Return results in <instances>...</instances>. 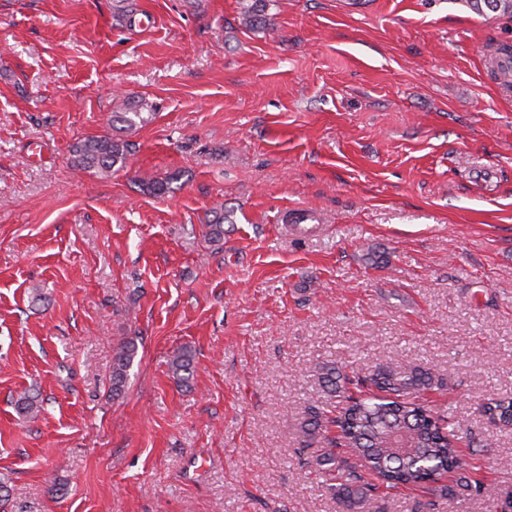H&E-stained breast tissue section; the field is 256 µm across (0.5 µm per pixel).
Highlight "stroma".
Returning a JSON list of instances; mask_svg holds the SVG:
<instances>
[{"instance_id": "35a3bbf8", "label": "stroma", "mask_w": 512, "mask_h": 512, "mask_svg": "<svg viewBox=\"0 0 512 512\" xmlns=\"http://www.w3.org/2000/svg\"><path fill=\"white\" fill-rule=\"evenodd\" d=\"M245 4L0 0V512H341L295 440L327 399L315 366L403 359L448 377L424 399L483 492L383 512H496L512 428L480 405L512 396V90L490 56L512 19L267 0L248 29ZM142 100L125 168L73 164ZM304 212L319 232L291 234ZM136 347L133 342L120 344L113 357L112 392L119 395L123 391L127 379V371L133 361Z\"/></svg>"}]
</instances>
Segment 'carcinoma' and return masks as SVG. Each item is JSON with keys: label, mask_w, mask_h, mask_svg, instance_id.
<instances>
[{"label": "carcinoma", "mask_w": 512, "mask_h": 512, "mask_svg": "<svg viewBox=\"0 0 512 512\" xmlns=\"http://www.w3.org/2000/svg\"><path fill=\"white\" fill-rule=\"evenodd\" d=\"M483 12L512 16V0H466ZM266 0H252L244 8L242 24L266 26ZM146 121L142 113L114 112L110 128L128 131ZM132 144L107 133L80 140L71 149L72 160L83 170L108 175L125 164ZM228 213L215 212L207 225L208 242L224 239ZM136 347L120 344L113 357L112 392L119 395L127 379ZM175 375L192 368L189 352L181 349L170 360ZM324 391L337 399L335 416L323 406L311 405L297 425V441L303 448L320 444L318 453L306 460L307 467L322 477L342 512H373L380 489L419 487L433 496L456 497L474 493L478 485L461 479L452 484L443 476L466 469L459 454L456 422L446 409H437L419 399L425 390H446L448 379L428 366L400 361L376 366L364 376L349 375L336 363L318 368ZM18 411L34 418L42 410L39 398L30 392L17 400ZM484 414L498 417L502 426H512V397L490 399L481 405Z\"/></svg>", "instance_id": "carcinoma-1"}]
</instances>
